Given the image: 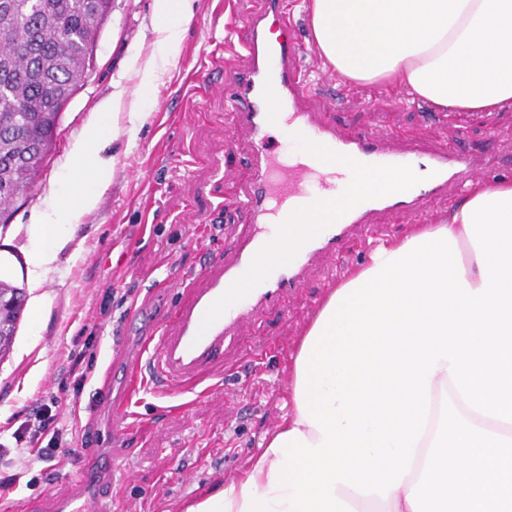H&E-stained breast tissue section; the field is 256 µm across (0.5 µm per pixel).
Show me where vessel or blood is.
Listing matches in <instances>:
<instances>
[{
	"label": "vessel or blood",
	"mask_w": 512,
	"mask_h": 512,
	"mask_svg": "<svg viewBox=\"0 0 512 512\" xmlns=\"http://www.w3.org/2000/svg\"><path fill=\"white\" fill-rule=\"evenodd\" d=\"M291 7V0H251L249 9L232 17V29L245 33L241 47L249 67L231 87L229 119L246 131L252 165L245 181L233 183L231 201L243 207L249 224L246 233L228 243L230 258H215L183 281V301L160 317L140 357L128 363L130 388L164 397L193 389L223 366L227 351L241 341V325L284 306L314 267L335 254L339 240L351 233L364 240L374 237L372 214L416 217L443 201L449 188L480 178L470 155L434 150L428 154V180L329 208L346 168L409 175L418 154L391 149L368 132H343L314 107V100L329 98L330 89L299 64L305 48L294 34ZM282 126L308 144L304 160L281 159L274 133ZM300 201L320 212L321 227L292 245L272 228L288 225L290 205ZM234 286L240 296L233 300L229 291ZM112 505L98 493L88 498L69 492L51 496L46 512H112Z\"/></svg>",
	"instance_id": "b4317fda"
}]
</instances>
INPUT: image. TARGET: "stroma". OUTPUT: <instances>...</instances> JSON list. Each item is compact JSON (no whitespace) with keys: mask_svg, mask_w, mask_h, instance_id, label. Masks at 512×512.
Here are the masks:
<instances>
[{"mask_svg":"<svg viewBox=\"0 0 512 512\" xmlns=\"http://www.w3.org/2000/svg\"><path fill=\"white\" fill-rule=\"evenodd\" d=\"M238 6L239 0H195L178 57L142 91L128 67L132 56L145 60L153 53V0H112L95 67L61 112L31 193L10 206L7 224L0 225V279L45 300L42 311L25 307L12 349L0 361V443L9 448L0 455V475L18 459L9 433L17 414L46 409L60 421L76 420L85 433L84 444L64 440L52 457L29 460L31 483L20 490L22 498L66 492L96 450L128 473L112 490L116 512H185L204 492L235 478L290 409L292 356L330 288L319 274L288 299L287 310L241 327L242 346L204 381L212 389L207 398L143 390L118 426L111 410L100 406L104 384H111L113 399L123 397V376L109 369L113 348L135 355L160 316L180 303V278L223 253L226 239L245 222L224 195L227 178L244 176L250 156L246 146L231 144L225 93L206 90L199 79L219 55L230 59L219 75L223 85L247 68V59L233 53L243 33L226 30ZM117 91L123 105L112 119L116 137L107 148L118 159L111 183L96 209L74 226L53 269L32 287L26 265L30 216L61 181L70 144L91 112ZM370 91L379 97L372 107L362 102ZM370 91L347 92L331 118L390 138L399 148L468 151L482 156L490 179L512 180V109L424 112L406 92L388 86ZM132 111L145 115L133 134ZM268 338L277 341V350L257 357ZM80 351L87 379L78 387L65 367L68 355Z\"/></svg>","mask_w":512,"mask_h":512,"instance_id":"1","label":"stroma"}]
</instances>
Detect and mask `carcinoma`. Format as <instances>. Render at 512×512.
<instances>
[{"instance_id":"carcinoma-1","label":"carcinoma","mask_w":512,"mask_h":512,"mask_svg":"<svg viewBox=\"0 0 512 512\" xmlns=\"http://www.w3.org/2000/svg\"><path fill=\"white\" fill-rule=\"evenodd\" d=\"M112 0H0V207L22 196L51 151L60 114L95 65ZM22 310L0 280V359Z\"/></svg>"}]
</instances>
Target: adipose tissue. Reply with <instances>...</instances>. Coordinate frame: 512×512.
I'll return each instance as SVG.
<instances>
[{
    "label": "adipose tissue",
    "instance_id": "adipose-tissue-1",
    "mask_svg": "<svg viewBox=\"0 0 512 512\" xmlns=\"http://www.w3.org/2000/svg\"><path fill=\"white\" fill-rule=\"evenodd\" d=\"M312 43L355 86L440 109L512 105V0H303ZM192 0H154L175 59ZM102 101L31 224L40 284L115 168ZM291 410L240 474L186 512H512V182L479 183L448 222L380 245L323 302L293 357Z\"/></svg>",
    "mask_w": 512,
    "mask_h": 512
}]
</instances>
